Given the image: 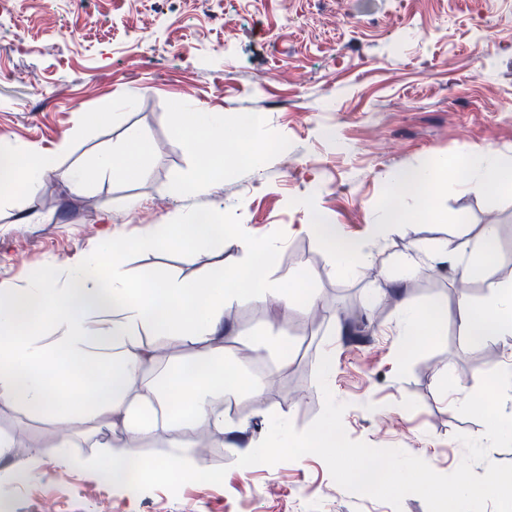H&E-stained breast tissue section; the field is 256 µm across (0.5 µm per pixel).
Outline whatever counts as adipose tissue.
Returning a JSON list of instances; mask_svg holds the SVG:
<instances>
[{"label":"adipose tissue","instance_id":"ef3b65f1","mask_svg":"<svg viewBox=\"0 0 512 512\" xmlns=\"http://www.w3.org/2000/svg\"><path fill=\"white\" fill-rule=\"evenodd\" d=\"M193 122L177 120L173 133L189 145L206 141L212 149L206 173L190 181L193 193H207L224 179L221 146L227 129L219 112L193 109ZM147 144L139 140L122 149L124 161L115 164L111 154L101 155L94 170L71 169L63 175L74 192H82L94 176L145 175ZM463 180L434 182L429 168L399 172L384 198V223L374 232L384 235L403 229L415 220L405 204L414 190L429 193L432 187L451 192L458 185L479 193L493 184L512 190V178L504 179L502 166L490 155L475 151L459 163ZM59 173L52 156L35 159L0 150V197L21 191L36 195L45 180ZM330 250L331 257L352 273H359L363 247L333 224L319 222L306 227ZM193 247L201 243L217 250L230 248L234 240L217 212L187 214L182 223L159 224L149 233L130 239L105 235L84 250L71 266L65 284H58L53 269L35 271L27 286L0 284V404L13 405L46 420L66 425L93 421L96 443L103 453L88 466L106 486L125 489L131 474L140 481L162 479L179 472L176 460L151 461L127 446L128 438L166 422L179 434V447L198 425L220 433L243 431L242 423L225 419L220 407L224 391L244 386L258 396L265 377H243L224 364V310L242 297L263 303L312 308L311 294L301 292L300 275L282 283L258 275L253 263L220 265L200 279H176L159 273L144 280L131 279L123 258L131 250L163 251L174 243ZM483 304H473L467 290H460L455 306L435 301L427 306L401 303L403 333L430 338L447 334L456 323L461 340L475 346L488 338L512 337V282L496 283ZM194 350L193 359L181 363L157 391L146 376L152 361L142 350L143 333ZM69 435H61L48 447L34 449L30 458L13 460L14 441L0 435V461H11L20 480L41 477L43 461L70 467L66 449Z\"/></svg>","mask_w":512,"mask_h":512}]
</instances>
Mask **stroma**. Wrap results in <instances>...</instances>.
Returning a JSON list of instances; mask_svg holds the SVG:
<instances>
[{"mask_svg": "<svg viewBox=\"0 0 512 512\" xmlns=\"http://www.w3.org/2000/svg\"><path fill=\"white\" fill-rule=\"evenodd\" d=\"M185 105L223 113L230 126L240 114H263L260 161L225 169L213 192L181 194L204 166L173 134ZM66 133L68 148L57 150ZM135 137L149 144L146 176L98 178L79 194L51 178L37 196L0 199V282L27 285L48 265L68 272L104 232L135 238L214 210L239 247L131 251L125 270L193 279L223 262H253L283 282L302 272L316 305L305 312L244 299L226 309L235 330L224 339L226 364L252 367L258 336L287 337L288 364L262 395L233 396L246 432L192 434L204 476L128 492L103 486L83 466L101 454L87 441L90 426L75 423L74 466L48 462L44 476L18 484L0 462V512H428L416 495L396 510L348 492L313 454L275 465L235 461L241 446L265 437L271 415L299 430L319 416L316 369L328 352V383L347 406L350 439L402 449L449 474L464 457L459 435L479 437L483 423L443 395L473 393L512 357V338L473 348L452 325L405 349L397 294L422 306L455 302L459 284L440 249L459 233L478 240L490 224L498 234L490 275L511 281L512 192L410 196L415 223L380 239L373 227L401 169L452 163L472 149L512 159V0H13L0 11L1 147L55 150L67 170L92 167ZM132 198L141 201L134 211ZM33 212L43 223H24ZM317 216L363 241L360 275L335 265L304 231ZM257 240L277 248L256 255ZM415 245L420 270L405 281L402 262ZM0 432L24 459L60 429L0 404Z\"/></svg>", "mask_w": 512, "mask_h": 512, "instance_id": "1", "label": "stroma"}]
</instances>
